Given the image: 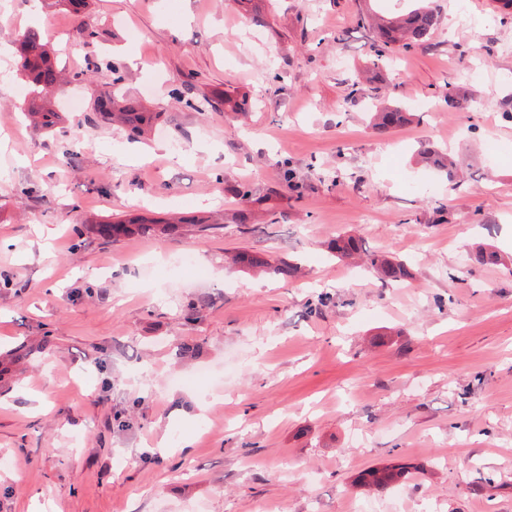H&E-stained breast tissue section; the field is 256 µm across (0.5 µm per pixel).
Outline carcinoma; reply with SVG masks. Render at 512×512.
I'll return each instance as SVG.
<instances>
[{"label": "carcinoma", "instance_id": "obj_1", "mask_svg": "<svg viewBox=\"0 0 512 512\" xmlns=\"http://www.w3.org/2000/svg\"><path fill=\"white\" fill-rule=\"evenodd\" d=\"M440 23L439 12L427 4V0H409L407 12L397 20L378 19L375 32L378 46L388 49L396 45L406 49L430 41L431 34ZM17 72L30 88L29 97L23 105L24 115L34 125L50 129L59 118V113L49 107L47 97L63 79V72L51 58L50 48L38 32L28 30L17 40ZM96 111L106 119L115 121L125 128L129 135L139 136L152 128L160 118L159 112H145L138 106L127 103L115 94L107 93L96 100ZM409 120V113L400 105L381 108L373 115L372 128L380 136L386 135ZM419 158L437 170L453 178L457 163L431 142H423L418 149ZM169 231L167 224H148L144 221L117 222L101 225V232L114 240L132 234L164 235ZM335 256L343 260L362 250L359 240L352 236H338L331 243ZM235 264L245 269L262 268L280 279L295 276L297 266L287 263H273L257 254L242 250L234 255ZM366 264L378 279L385 283L400 282L409 276V269L401 260L383 253L366 254ZM403 478V472L395 467L369 469L358 476L362 485L377 490H388Z\"/></svg>", "mask_w": 512, "mask_h": 512}]
</instances>
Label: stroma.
<instances>
[{
    "mask_svg": "<svg viewBox=\"0 0 512 512\" xmlns=\"http://www.w3.org/2000/svg\"><path fill=\"white\" fill-rule=\"evenodd\" d=\"M29 3L0 12V512H512V13L433 0L430 44L382 65L356 18L402 0ZM29 29L87 75L47 133L20 113ZM110 91L160 123L128 139L94 110ZM242 94L244 119L224 105ZM380 101L411 121L377 136ZM236 180L261 197L246 227ZM136 217L182 227L96 232ZM340 235L406 262L407 287L336 259ZM482 244L499 263L471 266ZM242 249L299 272L242 269ZM388 464L394 487L357 485ZM419 158L449 179L453 178L457 163L448 155V150H441L431 142H422L418 149Z\"/></svg>",
    "mask_w": 512,
    "mask_h": 512,
    "instance_id": "obj_1",
    "label": "stroma"
}]
</instances>
